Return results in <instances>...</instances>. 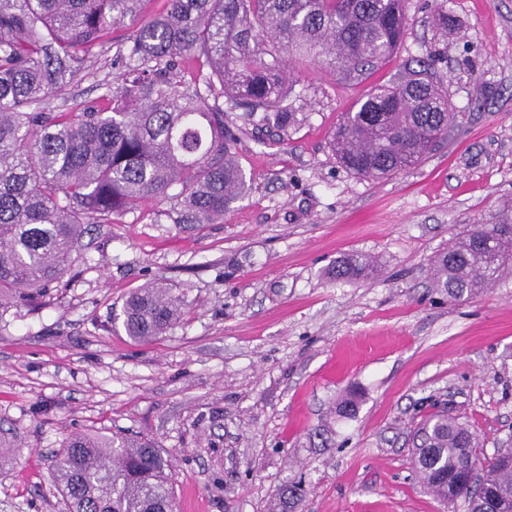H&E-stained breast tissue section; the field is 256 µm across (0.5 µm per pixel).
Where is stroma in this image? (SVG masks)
<instances>
[{"label": "stroma", "mask_w": 512, "mask_h": 512, "mask_svg": "<svg viewBox=\"0 0 512 512\" xmlns=\"http://www.w3.org/2000/svg\"><path fill=\"white\" fill-rule=\"evenodd\" d=\"M405 11L399 49L357 80L288 59L299 122L279 144L243 126L251 186L223 223L135 202L87 235L56 287L0 309V512H67L50 460L76 433L145 436L172 453L185 512H272L297 482L300 512H452L410 462L418 423L438 409L468 425L481 456L512 448V273L463 300L431 275L437 254L512 204V0ZM132 30L112 31L45 109L103 105ZM427 58L456 114L446 138L382 180L346 171L330 148L344 113ZM354 254L374 257L376 275L334 279ZM159 282L184 315L133 342L123 299ZM351 388L358 411L337 419Z\"/></svg>", "instance_id": "35a3bbf8"}]
</instances>
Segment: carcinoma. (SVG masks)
<instances>
[{
	"mask_svg": "<svg viewBox=\"0 0 512 512\" xmlns=\"http://www.w3.org/2000/svg\"><path fill=\"white\" fill-rule=\"evenodd\" d=\"M142 0H0V308L59 281L83 250L90 224H110L140 200L174 201L182 224H216L249 190L237 158V129L224 104L284 141L298 122L289 103L295 55L357 79L401 44L405 0H167L130 34L121 83L105 109L41 112L71 82L112 28L135 18ZM191 69L185 80L181 68ZM448 91L424 68L378 88L344 114L331 147L348 171L382 179L419 164L454 121ZM512 266V207L475 224L433 260L434 283L461 299ZM372 261L336 262V280L367 276ZM183 299L161 284L123 301L131 340L163 336ZM359 401L336 404L342 418ZM412 468L440 500L488 512L512 503V448L483 462L470 483L476 438L444 412L417 430ZM68 512H178L172 458L144 437L73 434L52 460ZM304 491L285 485L282 512Z\"/></svg>",
	"mask_w": 512,
	"mask_h": 512,
	"instance_id": "cac0c4a2",
	"label": "carcinoma"
}]
</instances>
